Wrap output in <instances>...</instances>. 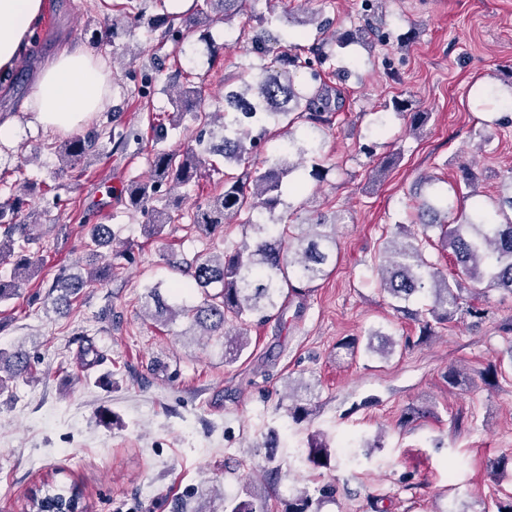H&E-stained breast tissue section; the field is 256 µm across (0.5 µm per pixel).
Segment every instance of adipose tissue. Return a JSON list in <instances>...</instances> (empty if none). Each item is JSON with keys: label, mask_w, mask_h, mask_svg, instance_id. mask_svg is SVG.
<instances>
[{"label": "adipose tissue", "mask_w": 512, "mask_h": 512, "mask_svg": "<svg viewBox=\"0 0 512 512\" xmlns=\"http://www.w3.org/2000/svg\"><path fill=\"white\" fill-rule=\"evenodd\" d=\"M43 0H0V71L16 69L32 44ZM110 91L101 60L77 45L62 50L35 76L34 93L24 103L32 122L48 132H69L100 112Z\"/></svg>", "instance_id": "adipose-tissue-1"}]
</instances>
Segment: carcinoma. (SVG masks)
<instances>
[{"instance_id":"1","label":"carcinoma","mask_w":512,"mask_h":512,"mask_svg":"<svg viewBox=\"0 0 512 512\" xmlns=\"http://www.w3.org/2000/svg\"><path fill=\"white\" fill-rule=\"evenodd\" d=\"M244 0H193L190 12L198 20L228 22L241 11ZM384 0H370V14L363 24L338 35L325 36L330 18L316 11L307 15V22L316 26L318 37L308 45H298L280 51L268 34H259L242 46L243 53L263 64L246 68L238 76L239 86L224 94V111L205 112L198 108L199 87L190 80L191 73H182L183 80L170 83L173 112L168 114L170 125L177 126L187 114L209 137L196 139V146L182 151L154 148L151 174L146 179H132L124 186L128 208L145 218V233L151 237L165 224L181 218L173 214L181 205L183 196L177 190L196 184L218 171L212 157L246 167L238 176L224 175L222 191L205 204L196 207L190 216L196 230L211 236L224 230L241 214L252 223L254 213L274 214L282 204L284 188L305 158L312 159L310 176L322 178L318 163L325 138L332 131L338 112L343 108L341 91L330 85L324 74L331 69L337 51L370 38H384L380 34ZM182 15L163 10L145 16H129L130 24L144 26L158 34L161 45L168 43L184 52V35L176 27ZM275 54L279 66L264 64ZM393 110L409 113V131L424 130L430 119L428 112H408L405 100H394ZM288 136V149L261 160L255 167L260 149L271 133L270 125ZM100 133L83 136L79 133L67 138L59 146V171L74 181L86 173V160L96 145ZM167 187L168 197L175 200L162 207L153 205L161 187ZM425 193L416 196L415 223L421 234L405 232L398 224L383 250L377 264L380 286L391 299L393 309L405 318L422 323L425 332L434 325H446L457 316L467 314L480 318L484 310L464 302L463 292L503 289L512 294V179L508 195L496 201V216H490L481 202L473 204L470 212L458 198L446 194L436 179L422 180ZM56 189L46 182L37 184L25 180L19 193L0 202V257L13 259L11 274L0 278V302L18 297L34 275L35 266L27 245L35 240L33 228L37 217L31 199L45 196ZM260 236L243 243L233 252L205 253L186 263L189 283L177 286L182 292L191 288L203 295L193 306L169 303L157 288L148 293L146 302L149 316L155 320L173 322L179 318L199 335L224 339V362L237 361L249 343L247 327L251 322L267 323L280 319L285 309L284 298H305L313 292V284L325 279L336 265V223L322 219L311 224H285L282 229L255 225ZM439 233L441 249L451 251L459 274L448 276L437 264L426 259L425 244L430 233ZM90 241L99 247H111L119 242V235L110 224L90 226ZM112 276V267L91 272L88 278L61 271L46 298L56 306L70 305L71 297L87 284L96 281L103 285ZM62 294L53 296L54 291ZM426 294L431 303L424 310L413 307L415 297ZM31 356L21 349L6 352L0 349V394L8 383L32 377ZM288 417L300 423L310 415L303 394L310 385L301 380H288ZM307 462L314 469H329L336 460L325 435H311L307 448ZM337 487L326 482L310 490L300 488L281 501V512H321L322 505L336 498ZM81 492L75 485L60 487L46 483L36 496L32 512H51L58 509L80 508ZM224 512H267L266 499L254 496L247 488L234 496H224Z\"/></svg>"}]
</instances>
